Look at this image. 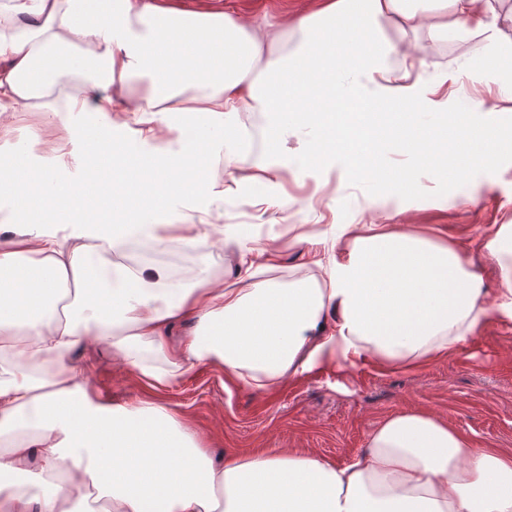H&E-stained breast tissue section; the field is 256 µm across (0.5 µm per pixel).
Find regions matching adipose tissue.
Listing matches in <instances>:
<instances>
[{
	"instance_id": "ef3b65f1",
	"label": "adipose tissue",
	"mask_w": 512,
	"mask_h": 512,
	"mask_svg": "<svg viewBox=\"0 0 512 512\" xmlns=\"http://www.w3.org/2000/svg\"><path fill=\"white\" fill-rule=\"evenodd\" d=\"M30 15L0 33V115L37 101L52 122L89 110L131 112L163 148L142 159L117 157L106 179L51 195L23 192L24 225L0 244V350L15 370L0 378V478L40 469L38 493L0 492V512H512V454L476 448L446 419L408 409L382 419L367 446L336 465L305 448L228 456L215 466L188 427L161 404H111L94 396L87 372L100 344L159 386L199 366L265 391L327 364L371 361L380 370L420 366L458 350L490 320L512 322V225L486 248L501 291L489 305L482 276L454 244L395 224H342L323 238L331 263L282 286L276 247L239 248L228 284H175L168 271L118 274L106 281L88 247L112 252L132 238L192 248L198 225L170 206L199 194L198 160L223 150L228 163L251 145L236 121H262L269 151L290 125L308 123L327 151L350 146L349 168L417 189L413 171H381L389 149L419 169L469 179L512 142L449 114L448 101L392 76L391 55L414 53L379 27L394 15L414 26L421 4L454 26L495 37L497 17L483 0H317L312 12L278 24L223 11L195 13L150 0H12ZM302 33L282 52L289 30ZM364 82L343 84L342 70ZM437 116L432 128L417 118ZM222 131L223 140L213 137ZM73 218L62 238L31 232L34 222ZM195 329L172 346L180 321ZM66 483H58V476Z\"/></svg>"
}]
</instances>
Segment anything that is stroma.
I'll return each instance as SVG.
<instances>
[{"mask_svg":"<svg viewBox=\"0 0 512 512\" xmlns=\"http://www.w3.org/2000/svg\"><path fill=\"white\" fill-rule=\"evenodd\" d=\"M185 11L224 10L246 18L275 20L311 10L313 0H170ZM443 16L428 13L416 30L401 32L394 19L381 21L393 41L407 44L421 60L411 79L421 87L457 73L448 84L449 108L467 113L496 137L512 139V70L484 74L494 49L483 34L443 30ZM13 146L29 150L65 182L85 177L80 116L71 130L47 124L33 105L8 117ZM316 135L308 125L289 128L278 153L256 162L245 155L233 177L205 168L206 194L175 201L180 216L209 234L189 250L190 283L232 281L235 255L220 236L246 247L276 243L282 268L306 266L309 244L288 243L290 225L313 234L340 224H410L454 243L482 270L490 303L499 299V268L485 248L502 224H512V152L499 155L468 182L427 176L423 189L395 192L354 175L342 157L318 161L310 150ZM89 373L92 389L110 403L158 402L167 406L208 448L248 455L270 448H307L343 465L361 452L370 430L388 415L423 409L448 422L477 448L512 451V325L478 330L454 354L426 365L382 372L372 364L332 365L264 393L233 386L223 370L200 366L171 385L153 388L114 359L110 347Z\"/></svg>","mask_w":512,"mask_h":512,"instance_id":"obj_1","label":"stroma"}]
</instances>
